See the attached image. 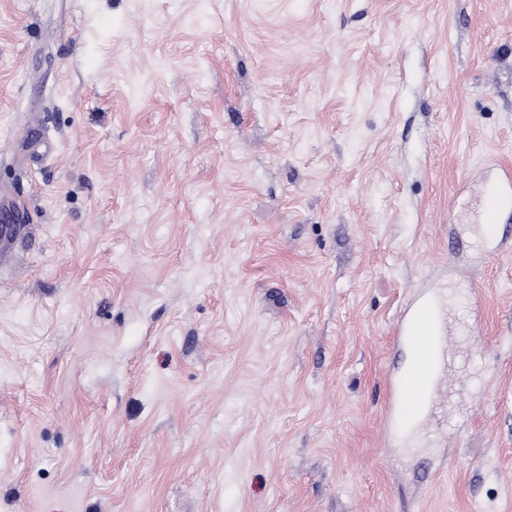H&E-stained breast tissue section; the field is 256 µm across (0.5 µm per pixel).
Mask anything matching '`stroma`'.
<instances>
[{
    "label": "stroma",
    "instance_id": "stroma-1",
    "mask_svg": "<svg viewBox=\"0 0 512 512\" xmlns=\"http://www.w3.org/2000/svg\"><path fill=\"white\" fill-rule=\"evenodd\" d=\"M497 163L512 0H0V512H512ZM512 210V168H500L493 183L483 196L479 228L488 246L489 258L504 253L508 240L498 237V226L505 214ZM446 313L439 300L424 294L413 300L406 308L403 318L394 329V341L402 345L411 360V367L400 377L393 372L387 375L386 401L384 408L383 433L389 434L391 424L397 420L400 407H408L415 401L418 411L415 433L428 432L424 426L429 417L434 395L442 384L447 383L445 366L447 356ZM416 371L413 379L410 372Z\"/></svg>",
    "mask_w": 512,
    "mask_h": 512
}]
</instances>
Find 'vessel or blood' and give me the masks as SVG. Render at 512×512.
I'll list each match as a JSON object with an SVG mask.
<instances>
[{
    "instance_id": "obj_1",
    "label": "vessel or blood",
    "mask_w": 512,
    "mask_h": 512,
    "mask_svg": "<svg viewBox=\"0 0 512 512\" xmlns=\"http://www.w3.org/2000/svg\"><path fill=\"white\" fill-rule=\"evenodd\" d=\"M512 212V168H501L483 196L479 228L490 256L504 250L505 241L498 236V226L505 214ZM446 314L439 300L424 294L406 308L403 318L394 329L396 344L402 345L411 361L412 375H388L384 426L397 420L399 410L417 403V431H424L425 413L442 384L447 383Z\"/></svg>"
}]
</instances>
